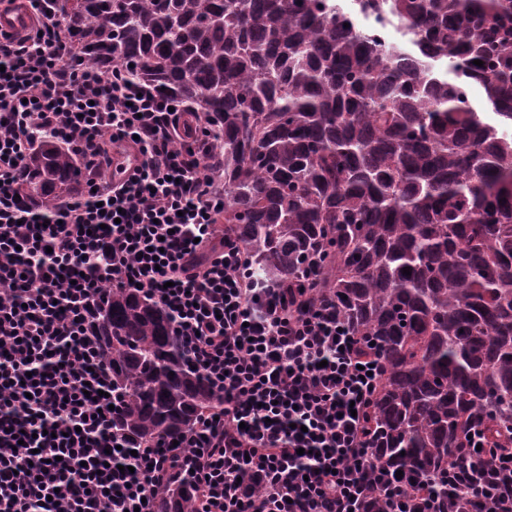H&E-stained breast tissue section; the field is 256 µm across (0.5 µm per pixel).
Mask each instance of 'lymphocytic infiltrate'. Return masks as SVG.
<instances>
[{
  "instance_id": "obj_1",
  "label": "lymphocytic infiltrate",
  "mask_w": 512,
  "mask_h": 512,
  "mask_svg": "<svg viewBox=\"0 0 512 512\" xmlns=\"http://www.w3.org/2000/svg\"><path fill=\"white\" fill-rule=\"evenodd\" d=\"M45 0L25 32L0 29V512H156L196 481L194 512H405L403 480L375 457L365 416L382 376L329 298L307 303L249 275L220 224L224 188L201 172L210 134L122 70L82 65ZM75 152L77 193L43 211L20 197L41 137ZM133 159L100 184L113 155ZM171 316L218 404L174 449L112 434L97 301L128 288ZM486 512H512V448L472 432L449 490L477 467ZM193 480L186 476L171 487L168 494L157 503L159 512H187V506L193 497Z\"/></svg>"
}]
</instances>
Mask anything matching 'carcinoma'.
Masks as SVG:
<instances>
[{
  "mask_svg": "<svg viewBox=\"0 0 512 512\" xmlns=\"http://www.w3.org/2000/svg\"><path fill=\"white\" fill-rule=\"evenodd\" d=\"M79 57L125 68L210 132L224 223L251 274H318L385 368L374 453L448 502L470 428L512 444V0H47ZM349 27H344V24ZM395 29L405 38L390 37ZM483 61V66L473 61ZM483 90L497 123L472 103ZM22 194L45 209L79 185L76 155L40 141ZM410 268L411 275L402 273ZM101 343L129 447L180 440L215 405L170 315L101 293ZM186 476L157 503L186 512ZM459 512H484L470 492Z\"/></svg>",
  "mask_w": 512,
  "mask_h": 512,
  "instance_id": "1",
  "label": "carcinoma"
}]
</instances>
